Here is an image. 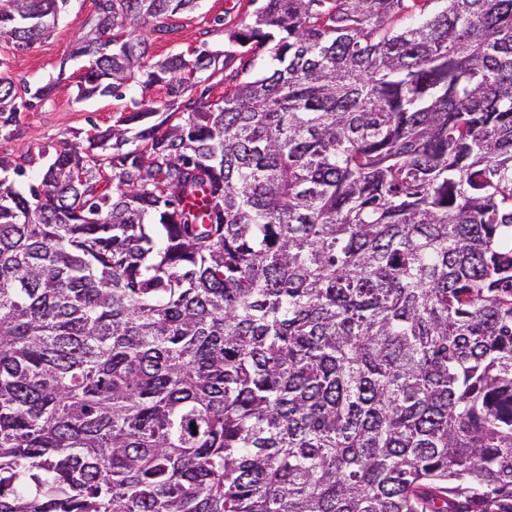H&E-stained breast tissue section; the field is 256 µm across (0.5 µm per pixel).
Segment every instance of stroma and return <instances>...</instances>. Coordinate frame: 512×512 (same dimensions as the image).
Segmentation results:
<instances>
[{
  "instance_id": "35a3bbf8",
  "label": "stroma",
  "mask_w": 512,
  "mask_h": 512,
  "mask_svg": "<svg viewBox=\"0 0 512 512\" xmlns=\"http://www.w3.org/2000/svg\"><path fill=\"white\" fill-rule=\"evenodd\" d=\"M97 9L95 0H69L50 35L24 50L0 36V75L16 87L39 85L61 73L66 76L51 99L23 113L14 136L0 137V157L17 161L48 144L76 143L94 127L111 126L120 117L123 102L110 98L80 102L73 91L83 62L73 57L72 50L78 37L94 27ZM253 9L250 0H203L200 8L181 18L176 32L151 39L150 54L162 59L204 46L222 47L228 31L249 23Z\"/></svg>"
}]
</instances>
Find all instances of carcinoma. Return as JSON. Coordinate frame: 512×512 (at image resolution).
<instances>
[{"instance_id":"carcinoma-1","label":"carcinoma","mask_w":512,"mask_h":512,"mask_svg":"<svg viewBox=\"0 0 512 512\" xmlns=\"http://www.w3.org/2000/svg\"><path fill=\"white\" fill-rule=\"evenodd\" d=\"M200 2L100 0L76 98H141L0 157V512H512V0H250L150 58ZM58 89L0 76V133ZM255 6L249 0H204L200 8L177 19L181 27L176 32L161 39L151 37L150 55L155 59L177 52L187 55L201 49L203 43L210 48H221L229 31L250 22ZM218 16L224 17L223 26L214 22Z\"/></svg>"}]
</instances>
